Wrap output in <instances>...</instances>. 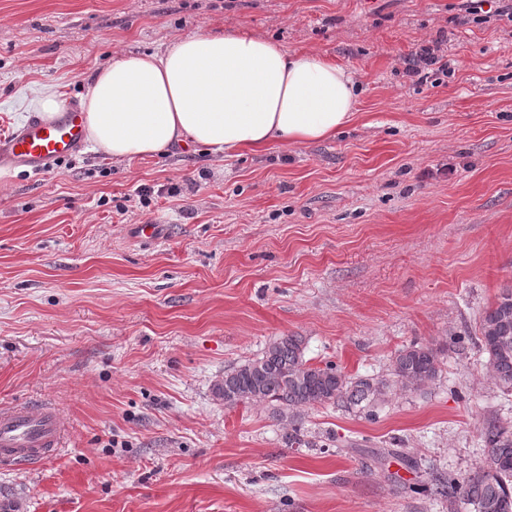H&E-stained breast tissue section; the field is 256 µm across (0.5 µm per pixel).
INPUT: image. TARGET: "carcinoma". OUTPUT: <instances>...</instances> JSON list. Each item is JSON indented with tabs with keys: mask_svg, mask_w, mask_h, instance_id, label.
<instances>
[{
	"mask_svg": "<svg viewBox=\"0 0 512 512\" xmlns=\"http://www.w3.org/2000/svg\"><path fill=\"white\" fill-rule=\"evenodd\" d=\"M486 369L504 392L512 391V288L502 290L481 314L478 326ZM440 351L410 345L397 352L385 379L350 377L337 365H315L304 357L303 338H273L262 354L224 372L212 387L214 397L228 407L268 402L278 416L294 422L304 410L318 406L365 410L397 388L415 392L439 375ZM482 465L463 478L438 472L430 490L462 504L467 512H512V424L497 417L483 423Z\"/></svg>",
	"mask_w": 512,
	"mask_h": 512,
	"instance_id": "obj_1",
	"label": "carcinoma"
}]
</instances>
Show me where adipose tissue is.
Returning a JSON list of instances; mask_svg holds the SVG:
<instances>
[{"instance_id": "ef3b65f1", "label": "adipose tissue", "mask_w": 512, "mask_h": 512, "mask_svg": "<svg viewBox=\"0 0 512 512\" xmlns=\"http://www.w3.org/2000/svg\"><path fill=\"white\" fill-rule=\"evenodd\" d=\"M357 88L322 55L227 30L118 55L94 73L82 106L91 147L106 158L194 145L222 160L335 135L356 115Z\"/></svg>"}]
</instances>
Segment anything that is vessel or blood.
<instances>
[{
	"label": "vessel or blood",
	"mask_w": 512,
	"mask_h": 512,
	"mask_svg": "<svg viewBox=\"0 0 512 512\" xmlns=\"http://www.w3.org/2000/svg\"><path fill=\"white\" fill-rule=\"evenodd\" d=\"M85 143L84 114L79 104L66 102L53 121L34 116L0 137V165L40 175L54 163L79 153ZM67 432L64 417L43 406L0 410V458L34 464L59 448Z\"/></svg>",
	"instance_id": "vessel-or-blood-1"
}]
</instances>
